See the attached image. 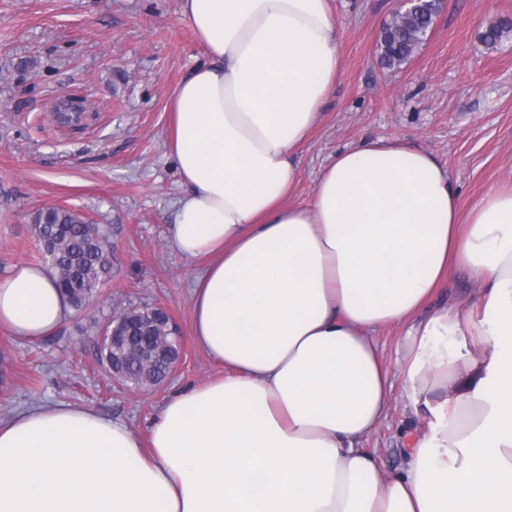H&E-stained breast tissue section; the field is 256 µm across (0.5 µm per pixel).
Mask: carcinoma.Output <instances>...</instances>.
<instances>
[{
  "label": "carcinoma",
  "instance_id": "cac0c4a2",
  "mask_svg": "<svg viewBox=\"0 0 512 512\" xmlns=\"http://www.w3.org/2000/svg\"><path fill=\"white\" fill-rule=\"evenodd\" d=\"M439 8L440 5L433 4L426 13L384 29L382 61L387 66L399 65L413 53ZM32 229L40 256L52 258L50 267L59 275L58 285L65 287L72 307L81 309L97 294L109 273L110 250L105 229L97 226L89 231L73 211L58 206L39 210L32 220ZM121 317L124 323L137 321L146 325L139 342L150 359L142 362L127 357L117 366L118 373L136 386L153 387L164 381L177 349L172 342L160 340L158 328L151 324V309H133Z\"/></svg>",
  "mask_w": 512,
  "mask_h": 512
}]
</instances>
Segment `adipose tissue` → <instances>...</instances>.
<instances>
[{
  "mask_svg": "<svg viewBox=\"0 0 512 512\" xmlns=\"http://www.w3.org/2000/svg\"><path fill=\"white\" fill-rule=\"evenodd\" d=\"M207 56L172 95L186 193L170 240L216 381L166 399L148 443L72 404L0 420V512H512V186L462 211L403 140L337 152L289 203L341 75L331 0H182ZM465 304L417 313L455 268ZM72 308L44 265L0 277V329L34 342ZM401 324L395 368L373 335ZM426 411L406 468L362 442L394 398Z\"/></svg>",
  "mask_w": 512,
  "mask_h": 512,
  "instance_id": "1",
  "label": "adipose tissue"
}]
</instances>
